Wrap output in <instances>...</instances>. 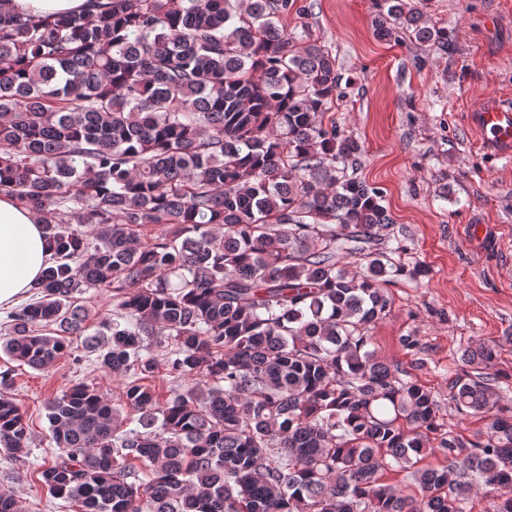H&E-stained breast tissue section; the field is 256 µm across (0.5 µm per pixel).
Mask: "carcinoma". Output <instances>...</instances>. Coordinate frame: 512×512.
<instances>
[{"label":"carcinoma","instance_id":"1","mask_svg":"<svg viewBox=\"0 0 512 512\" xmlns=\"http://www.w3.org/2000/svg\"><path fill=\"white\" fill-rule=\"evenodd\" d=\"M5 2L0 196L40 217L52 256L0 351L44 371L82 336L126 376L120 408L83 382L49 400L55 451L33 470L48 493L76 512H466L482 490L512 512L495 347L466 350L476 374L448 379L459 411L488 418L473 439L367 349L404 269L377 249L383 193L347 174L362 150L330 114L336 58L284 29L294 0H93L91 18ZM378 7V38L449 48L405 0ZM344 252L366 264L346 271ZM99 288L112 317L90 334ZM11 373L0 457L16 462L31 448ZM437 449L448 464L422 465ZM138 467L152 478L133 481ZM389 468L418 493L382 484Z\"/></svg>","mask_w":512,"mask_h":512}]
</instances>
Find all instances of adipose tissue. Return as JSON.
<instances>
[{
	"instance_id": "ef3b65f1",
	"label": "adipose tissue",
	"mask_w": 512,
	"mask_h": 512,
	"mask_svg": "<svg viewBox=\"0 0 512 512\" xmlns=\"http://www.w3.org/2000/svg\"><path fill=\"white\" fill-rule=\"evenodd\" d=\"M49 258L39 217L0 196V306L29 290Z\"/></svg>"
}]
</instances>
